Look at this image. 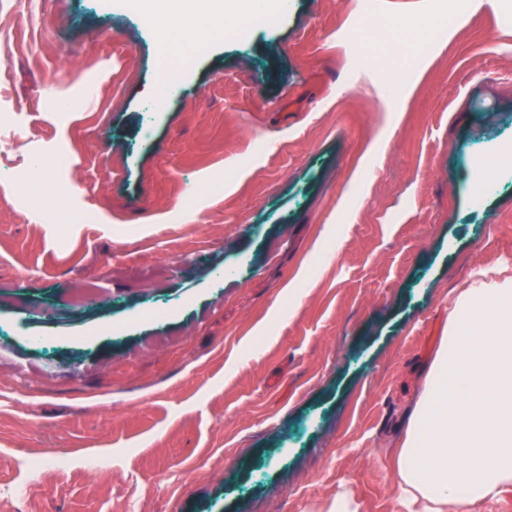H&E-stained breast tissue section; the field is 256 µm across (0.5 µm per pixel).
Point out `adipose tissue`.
Masks as SVG:
<instances>
[{"label":"adipose tissue","mask_w":512,"mask_h":512,"mask_svg":"<svg viewBox=\"0 0 512 512\" xmlns=\"http://www.w3.org/2000/svg\"><path fill=\"white\" fill-rule=\"evenodd\" d=\"M178 52L189 32L271 16L282 0H133ZM395 512H476L512 484V273L478 271L460 289L399 441Z\"/></svg>","instance_id":"obj_1"}]
</instances>
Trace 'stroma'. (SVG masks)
Wrapping results in <instances>:
<instances>
[{
  "mask_svg": "<svg viewBox=\"0 0 512 512\" xmlns=\"http://www.w3.org/2000/svg\"><path fill=\"white\" fill-rule=\"evenodd\" d=\"M420 2L288 0L154 111L123 0H0V512H393L456 292L512 266V22L430 12L394 120ZM423 63H424V60L418 64L415 72L413 73V76L415 75L417 77L425 69V66H423ZM412 77L410 79L406 80V79H403L400 75H398L396 73L390 74L389 80H390L391 84H393L396 89V95L394 97H389V96L384 97L382 99V101H383V107H384L385 112H390L392 119H395V117L397 115V112H398L397 107L400 104V99L401 98L405 99L408 96V94L410 93V91L414 85L415 79L411 81Z\"/></svg>",
  "mask_w": 512,
  "mask_h": 512,
  "instance_id": "1",
  "label": "stroma"
}]
</instances>
